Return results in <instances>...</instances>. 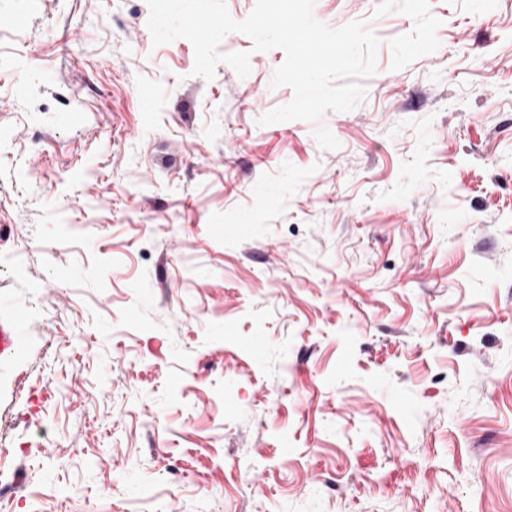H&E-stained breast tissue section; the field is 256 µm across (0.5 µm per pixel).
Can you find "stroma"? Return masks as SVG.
I'll use <instances>...</instances> for the list:
<instances>
[{
    "mask_svg": "<svg viewBox=\"0 0 512 512\" xmlns=\"http://www.w3.org/2000/svg\"><path fill=\"white\" fill-rule=\"evenodd\" d=\"M149 16L0 0V503L512 512V0H314L376 70L265 126ZM24 321L23 309L16 307L6 320L0 322V355L12 353L20 339Z\"/></svg>",
    "mask_w": 512,
    "mask_h": 512,
    "instance_id": "35a3bbf8",
    "label": "stroma"
}]
</instances>
